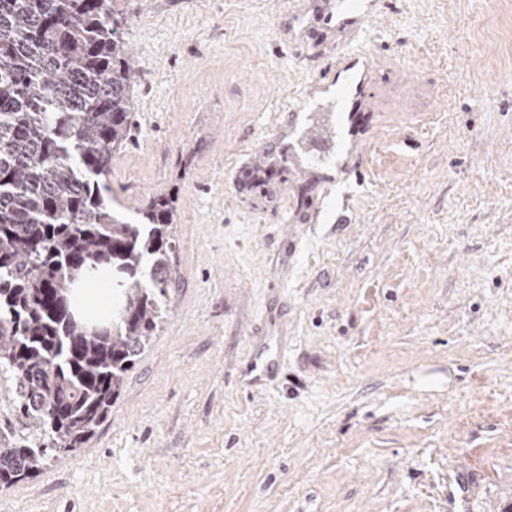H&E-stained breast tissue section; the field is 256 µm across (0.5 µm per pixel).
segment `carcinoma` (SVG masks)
<instances>
[{
	"label": "carcinoma",
	"mask_w": 512,
	"mask_h": 512,
	"mask_svg": "<svg viewBox=\"0 0 512 512\" xmlns=\"http://www.w3.org/2000/svg\"><path fill=\"white\" fill-rule=\"evenodd\" d=\"M115 0H0V489L74 455L112 412L166 315L176 240L168 203L128 220L105 180L135 103ZM112 265V330L70 318L73 279Z\"/></svg>",
	"instance_id": "1"
}]
</instances>
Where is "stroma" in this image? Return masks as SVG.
<instances>
[{
    "label": "stroma",
    "instance_id": "1",
    "mask_svg": "<svg viewBox=\"0 0 512 512\" xmlns=\"http://www.w3.org/2000/svg\"><path fill=\"white\" fill-rule=\"evenodd\" d=\"M361 186L247 163L343 40L313 0H119L107 183L174 215L167 314L84 448L0 512H512V0H375ZM256 336L288 344L249 393Z\"/></svg>",
    "mask_w": 512,
    "mask_h": 512
}]
</instances>
